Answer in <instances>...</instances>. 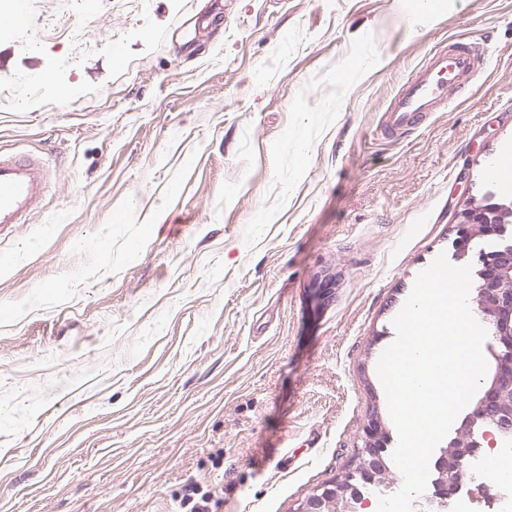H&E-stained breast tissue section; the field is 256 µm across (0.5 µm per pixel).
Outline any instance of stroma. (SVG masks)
Masks as SVG:
<instances>
[{
  "label": "stroma",
  "mask_w": 512,
  "mask_h": 512,
  "mask_svg": "<svg viewBox=\"0 0 512 512\" xmlns=\"http://www.w3.org/2000/svg\"><path fill=\"white\" fill-rule=\"evenodd\" d=\"M461 40L481 80L380 118ZM0 512H297L355 463L418 274L507 192L512 0H27L0 23ZM46 187L47 172L41 160L0 154V231L5 225L25 223ZM487 179L504 186L512 183V156L502 155L492 162L485 170Z\"/></svg>",
  "instance_id": "obj_1"
}]
</instances>
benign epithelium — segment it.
I'll list each match as a JSON object with an SVG mask.
<instances>
[{
    "label": "benign epithelium",
    "mask_w": 512,
    "mask_h": 512,
    "mask_svg": "<svg viewBox=\"0 0 512 512\" xmlns=\"http://www.w3.org/2000/svg\"><path fill=\"white\" fill-rule=\"evenodd\" d=\"M512 209L505 205L475 206L457 211V237L453 242L458 256L464 257L473 240L493 237L500 240L499 247L484 253L477 269L480 281L479 298L482 318L497 330L498 350L492 353L494 360L489 375L484 379L478 398L469 414L456 430L462 434L481 419L498 418L512 425V402L505 395H512V225L506 217ZM388 435L383 432L379 416L373 415L364 429L358 463L352 470L368 479L384 466ZM454 455L441 451L433 462L434 496L444 500L454 495L462 483V473H451L468 454L458 440L451 442ZM339 482L332 481L316 489L298 508V512H336Z\"/></svg>",
    "instance_id": "obj_1"
}]
</instances>
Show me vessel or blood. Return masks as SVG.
Returning <instances> with one entry per match:
<instances>
[{
  "mask_svg": "<svg viewBox=\"0 0 512 512\" xmlns=\"http://www.w3.org/2000/svg\"><path fill=\"white\" fill-rule=\"evenodd\" d=\"M482 70L483 57L470 44L435 51L406 80L383 112V131L405 135L433 113L445 110L451 91L476 83ZM484 175L505 186L512 184V156L497 158ZM46 187L47 172L41 160L0 154V228L25 223Z\"/></svg>",
  "mask_w": 512,
  "mask_h": 512,
  "instance_id": "vessel-or-blood-1",
  "label": "vessel or blood"
}]
</instances>
